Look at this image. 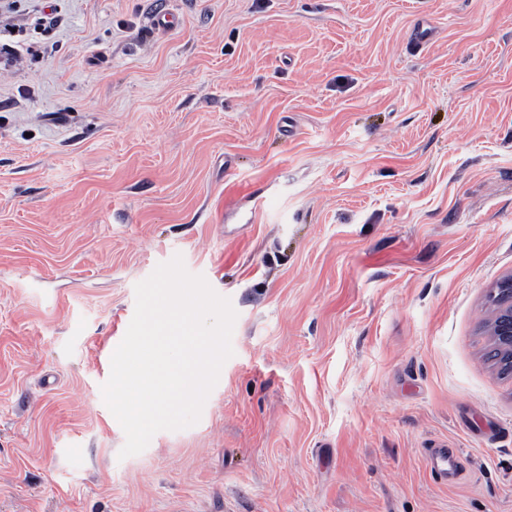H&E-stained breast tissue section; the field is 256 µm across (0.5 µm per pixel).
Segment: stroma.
Here are the masks:
<instances>
[{
  "instance_id": "stroma-1",
  "label": "stroma",
  "mask_w": 512,
  "mask_h": 512,
  "mask_svg": "<svg viewBox=\"0 0 512 512\" xmlns=\"http://www.w3.org/2000/svg\"><path fill=\"white\" fill-rule=\"evenodd\" d=\"M39 7L0 17V512H512V0ZM177 255L234 354L123 459L101 387ZM497 292H493L495 310L488 333L497 343L505 370L512 373V277L502 281Z\"/></svg>"
}]
</instances>
